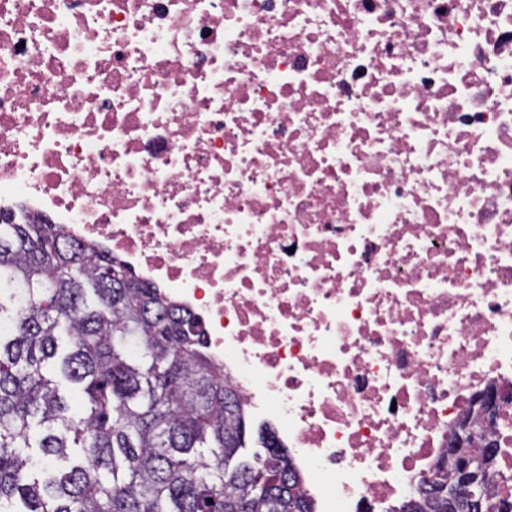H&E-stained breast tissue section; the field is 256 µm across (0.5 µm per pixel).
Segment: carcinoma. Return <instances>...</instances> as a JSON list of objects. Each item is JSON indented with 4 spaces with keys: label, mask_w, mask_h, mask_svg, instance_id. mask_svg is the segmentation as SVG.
<instances>
[{
    "label": "carcinoma",
    "mask_w": 512,
    "mask_h": 512,
    "mask_svg": "<svg viewBox=\"0 0 512 512\" xmlns=\"http://www.w3.org/2000/svg\"><path fill=\"white\" fill-rule=\"evenodd\" d=\"M59 224L0 222V512H315L186 307ZM79 392L82 409L68 394ZM395 512H494L448 457Z\"/></svg>",
    "instance_id": "1"
}]
</instances>
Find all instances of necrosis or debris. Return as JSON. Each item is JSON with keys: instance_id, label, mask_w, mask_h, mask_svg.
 <instances>
[{"instance_id": "obj_1", "label": "necrosis or debris", "mask_w": 512, "mask_h": 512, "mask_svg": "<svg viewBox=\"0 0 512 512\" xmlns=\"http://www.w3.org/2000/svg\"><path fill=\"white\" fill-rule=\"evenodd\" d=\"M192 310L319 512H389L497 388L512 0H0V214Z\"/></svg>"}]
</instances>
